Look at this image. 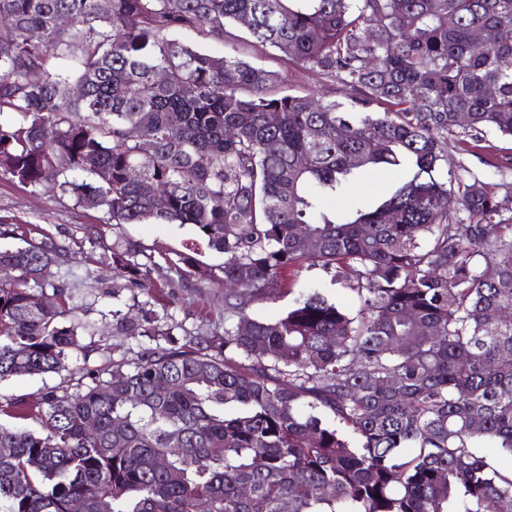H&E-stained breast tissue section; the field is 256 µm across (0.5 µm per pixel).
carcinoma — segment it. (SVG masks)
<instances>
[{
  "label": "carcinoma",
  "instance_id": "1",
  "mask_svg": "<svg viewBox=\"0 0 512 512\" xmlns=\"http://www.w3.org/2000/svg\"><path fill=\"white\" fill-rule=\"evenodd\" d=\"M0 22V174L114 224L193 227L224 263H182L226 289L224 335L125 318L165 344L73 367L100 344L54 280L68 249L1 217L23 246L0 248V382L67 376L33 403L0 394L38 426L0 423V512H512V469L478 452L512 461V186L441 166L453 139L512 138V0H0ZM241 42L351 94H286ZM389 168L372 205L327 208ZM305 263L358 312L313 288L250 316Z\"/></svg>",
  "mask_w": 512,
  "mask_h": 512
}]
</instances>
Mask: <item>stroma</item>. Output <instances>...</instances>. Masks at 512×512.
I'll use <instances>...</instances> for the list:
<instances>
[{"label":"stroma","mask_w":512,"mask_h":512,"mask_svg":"<svg viewBox=\"0 0 512 512\" xmlns=\"http://www.w3.org/2000/svg\"><path fill=\"white\" fill-rule=\"evenodd\" d=\"M242 54L257 67L287 73L286 92L296 95H320L334 91L336 100H345L344 87H332L330 80L316 71L287 68L276 52L242 46ZM512 157V140L488 134L482 141L447 151V167L465 165L472 171L487 173V161ZM399 171L386 169L372 172L353 181L346 196L336 200L339 209L352 201H373L399 178ZM37 225L44 235L70 249L55 267L58 278L71 287L73 300L82 305L104 341L99 352L90 358L75 355L74 365L101 368L109 359H131L136 352L151 347L152 339H123L113 333L117 316H139L141 310H155L161 325L180 326L186 331L199 329L213 333L224 331V289L222 285L186 272L176 273L181 255L195 254L208 265H218L223 254L209 249L193 228L170 224H112L102 213L75 204L68 196L45 187H24L0 175V217ZM129 250L135 261L157 262L153 278L168 279L165 301L155 305L147 294L124 288L110 255L113 248ZM114 287V294H104V287Z\"/></svg>","instance_id":"stroma-1"}]
</instances>
